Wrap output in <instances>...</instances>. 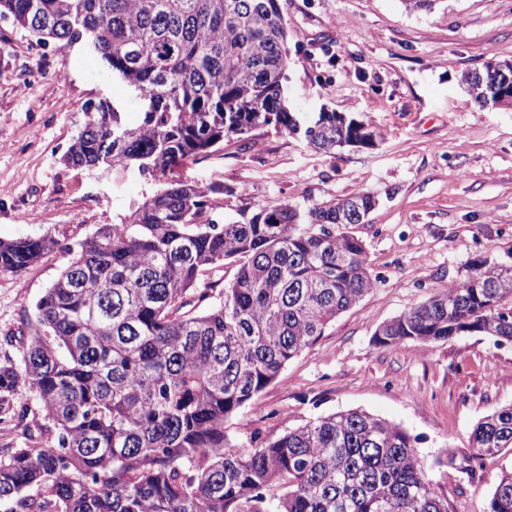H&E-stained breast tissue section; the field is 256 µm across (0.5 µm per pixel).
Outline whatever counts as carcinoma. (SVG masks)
<instances>
[{"label":"carcinoma","instance_id":"carcinoma-1","mask_svg":"<svg viewBox=\"0 0 512 512\" xmlns=\"http://www.w3.org/2000/svg\"><path fill=\"white\" fill-rule=\"evenodd\" d=\"M288 0H0V19L66 48L83 43L141 108L131 127L87 102L64 156L73 167L135 166L166 177L224 140L264 128L332 154L369 147L368 125L321 112L293 122ZM487 62L463 76L480 80ZM222 184L172 179L77 245L0 239V276L65 259L35 304L34 335L0 336V512H448L401 426L359 411L317 418L247 452L224 422L376 285L363 242L344 231L378 204L368 191L307 208L286 200L224 214ZM234 268L224 278L227 266ZM482 333L512 341V256L381 326L382 347L423 348ZM24 384L39 417L18 403ZM472 458L512 452V404L472 433ZM488 512H512V471Z\"/></svg>","mask_w":512,"mask_h":512}]
</instances>
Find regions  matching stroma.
Returning a JSON list of instances; mask_svg holds the SVG:
<instances>
[{"mask_svg": "<svg viewBox=\"0 0 512 512\" xmlns=\"http://www.w3.org/2000/svg\"><path fill=\"white\" fill-rule=\"evenodd\" d=\"M290 108L321 109L371 124L373 148L326 154L272 129L229 138L174 179L222 183L224 214L285 200L307 207L366 190L379 205L349 225L366 249L375 288L340 314L310 348L224 423L235 449L346 410L398 424L415 439L448 512H487L512 454L470 455L477 422L512 404V345L480 334L426 348H383L375 331L410 307L462 283L474 263L512 251V105L480 106L465 73L512 63V0H288ZM107 99L128 124L141 114L125 86L88 48L42 45L0 21V239L51 235L73 244L119 222L162 188L136 168L87 169L63 156L87 101ZM64 265L45 255L22 275L0 276V334L26 331L27 315Z\"/></svg>", "mask_w": 512, "mask_h": 512, "instance_id": "stroma-1", "label": "stroma"}]
</instances>
